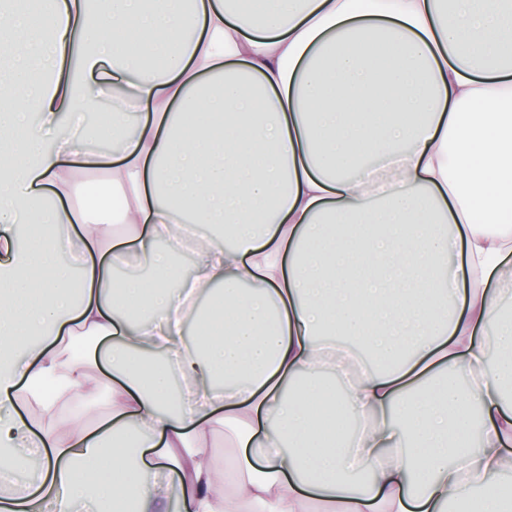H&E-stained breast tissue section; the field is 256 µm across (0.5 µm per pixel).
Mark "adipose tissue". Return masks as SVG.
Segmentation results:
<instances>
[{
  "label": "adipose tissue",
  "mask_w": 512,
  "mask_h": 512,
  "mask_svg": "<svg viewBox=\"0 0 512 512\" xmlns=\"http://www.w3.org/2000/svg\"><path fill=\"white\" fill-rule=\"evenodd\" d=\"M0 84V472L39 461L0 512H512V0H0ZM347 339L383 368L349 377ZM90 340L105 370L63 358Z\"/></svg>",
  "instance_id": "1"
}]
</instances>
